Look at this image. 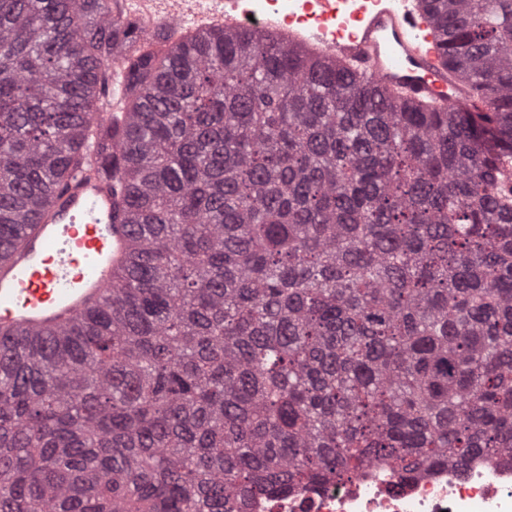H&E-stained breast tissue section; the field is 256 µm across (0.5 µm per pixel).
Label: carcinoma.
<instances>
[{
	"instance_id": "carcinoma-1",
	"label": "carcinoma",
	"mask_w": 512,
	"mask_h": 512,
	"mask_svg": "<svg viewBox=\"0 0 512 512\" xmlns=\"http://www.w3.org/2000/svg\"><path fill=\"white\" fill-rule=\"evenodd\" d=\"M421 2L491 111L270 30L144 52L113 0H0V261L78 172L130 227L112 298L0 338V512H249L512 456V0Z\"/></svg>"
}]
</instances>
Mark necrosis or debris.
Instances as JSON below:
<instances>
[{
	"label": "necrosis or debris",
	"mask_w": 512,
	"mask_h": 512,
	"mask_svg": "<svg viewBox=\"0 0 512 512\" xmlns=\"http://www.w3.org/2000/svg\"><path fill=\"white\" fill-rule=\"evenodd\" d=\"M252 512H512V463L476 454L405 481L374 466L341 484L255 502Z\"/></svg>",
	"instance_id": "obj_1"
}]
</instances>
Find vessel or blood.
I'll return each mask as SVG.
<instances>
[{
  "mask_svg": "<svg viewBox=\"0 0 512 512\" xmlns=\"http://www.w3.org/2000/svg\"><path fill=\"white\" fill-rule=\"evenodd\" d=\"M154 46L186 31L253 24L285 30L288 39L353 64L371 81L415 102L485 112L455 81L436 48L433 25L418 0H119ZM109 182L75 177L29 233L25 249L0 262V328L41 332L80 318L112 290V271L126 257L127 228L112 221Z\"/></svg>",
  "mask_w": 512,
  "mask_h": 512,
  "instance_id": "obj_1",
  "label": "vessel or blood"
}]
</instances>
